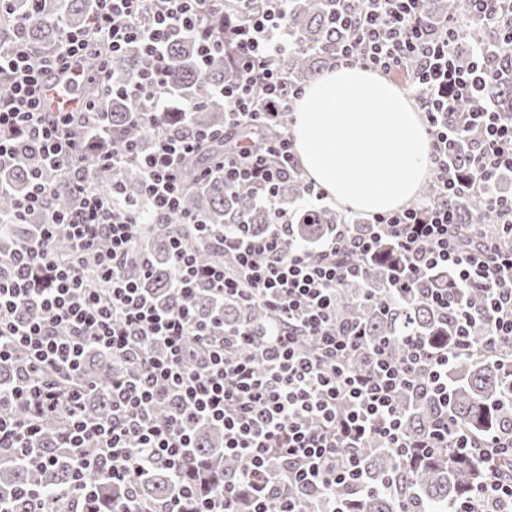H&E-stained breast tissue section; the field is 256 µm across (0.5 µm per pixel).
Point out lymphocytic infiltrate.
<instances>
[{
  "mask_svg": "<svg viewBox=\"0 0 512 512\" xmlns=\"http://www.w3.org/2000/svg\"><path fill=\"white\" fill-rule=\"evenodd\" d=\"M249 4L93 0L88 31L67 32L55 50L40 53L22 39L31 14L13 16L15 39L0 47V74L11 80L10 93L0 98V168L35 154L13 221L22 223L35 210L46 219L0 256V369L11 373L0 383V458L53 466L54 454L41 443V422L60 413V445L74 459L75 480L55 497L67 501L70 512L86 504V478L102 456L111 458L108 477L121 491L114 512H237L241 487L251 493L252 512H302L301 500L358 483L357 450L369 441L402 460L434 448L474 449L488 474L481 489L487 512H512V431L494 432L477 447L452 434L441 415L423 437L405 432L401 395H447L450 364L472 348V312L458 309L448 294L428 291V300L455 325L453 345L411 339L399 358L388 341L370 342L361 322L336 312L338 289L350 278L367 276L366 259L377 255L387 237L400 258L390 269L392 292L409 291L421 271L448 267L486 297L482 351L494 356L512 348V198L495 192L500 173L512 170V116L478 103L459 129L445 121L452 102L475 99L492 76L490 69L456 63L458 38L480 25L497 31L512 50V0H473L469 13L442 26L423 17L417 0H338L333 25L347 39L333 55L335 64L357 63L387 75L409 68L407 85L424 115L439 197L374 215L379 233L369 238L339 225L311 251L293 239L292 223L274 193L299 169L291 136L279 133L262 150L240 140L214 169L229 191L259 196L271 212L269 230L256 236L245 224L225 226L216 241L231 260L227 266L200 264L183 238H173L172 286L182 295L205 289L241 308L266 304L274 320L260 329L166 309L124 274L132 263L143 275L151 273L139 244L142 226L166 224L177 215L193 223V216L180 212L181 164L214 138L187 122L192 105L171 106L170 38L192 35L203 65L233 46L234 77L220 90L225 127L275 125L280 111L293 109L303 94L278 65L296 43L285 22L287 0H265L258 11ZM94 44L108 54L137 48V73L118 79L104 63L87 69L84 59ZM60 73L85 84L107 80L115 91L140 96L138 117L152 138L150 150L111 145L110 129L93 101L73 111H45L43 87ZM475 124L483 129L478 148L462 165L449 163L450 143ZM93 148L100 149L102 165L141 169L140 197H131L118 181L109 193L94 191L81 164ZM60 183L73 199L64 211L50 206ZM468 194L484 196L500 217L496 232L472 245L458 234L454 206ZM61 231L70 241L65 260L54 249ZM89 253L96 257L91 274L83 264ZM28 303L39 307L38 318L20 317ZM92 348L128 364L107 389L112 415L102 420L85 409L90 387L65 390L53 380L61 371L82 377ZM160 407L167 412L161 421L154 417ZM200 421L223 430L225 451L245 457L247 469L221 485L197 488L187 481L167 500L141 502L133 476L142 467L159 463L193 475L192 433Z\"/></svg>",
  "mask_w": 512,
  "mask_h": 512,
  "instance_id": "f902f5d3",
  "label": "lymphocytic infiltrate"
}]
</instances>
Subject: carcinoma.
<instances>
[{"mask_svg": "<svg viewBox=\"0 0 512 512\" xmlns=\"http://www.w3.org/2000/svg\"><path fill=\"white\" fill-rule=\"evenodd\" d=\"M422 12L431 22L439 25L445 18L471 10L469 0H421ZM92 0H39L38 12L24 32V40L35 51L55 46L65 32L83 28L89 21ZM336 0H288V27L298 37L296 48L280 59L288 79L300 85L318 78L323 67L330 62L336 44L343 34L333 32L330 19L336 14ZM482 42L486 56L495 58L503 53L500 41L487 28L476 26L458 41L455 57L462 63L473 60L470 46L474 40ZM168 57L174 75L173 94L185 102L197 104L190 115L196 127L220 129L224 127V98L218 90L232 78V70L223 56L211 59L205 73L198 72L195 41L189 34L172 39ZM112 73L128 75L140 67L138 52L131 48L110 61ZM85 94L105 111L108 125L121 140L149 150L152 140L149 133L135 120L141 101L120 97L112 92L110 84H89ZM480 98L494 111L512 115V65L501 69L494 79L480 92ZM31 161L24 160L5 172L16 192L26 189V170ZM84 164L91 169L93 188L108 192L112 182H121L127 192L136 196L141 188V174L133 165L114 170L100 164L96 151L86 153ZM201 169L199 157L188 160L183 169L186 194L184 209L204 224L213 225L214 235L204 237L186 224H150L142 232V241L154 255L152 276L143 277L139 266L128 267V275L141 284L148 293L168 307L188 308L199 316L224 317L227 323L248 321L262 325L269 321L270 313L262 304L246 310L233 305L221 306L205 293L183 297L170 288L174 276L171 261V238L180 235L193 247L202 264L223 260V253L215 244L214 236L226 224H248L255 234L268 230V210L254 195L232 193L224 186V176L213 174L208 180L197 177ZM301 200L299 182L289 179L279 185V207L288 211L294 224V237L315 249L334 234L338 224H348L350 219L332 209H299ZM460 224H496V213L485 207L480 196H467L457 202ZM37 213L27 218L25 224H13L9 234L0 238V253H8L16 243L28 236L33 225L40 223ZM396 260L389 245H384L377 261L368 263L369 276L365 280L347 283L336 295L337 312L350 320H360L367 335L390 339L393 356L403 354L404 339L418 337L439 341L450 335L453 327L445 325L439 311L421 296V292L439 288L451 294L463 307L477 308L482 295L461 282L453 271L436 268L421 273L413 289L402 296L390 297L384 290L385 272ZM370 291L380 292V297L365 299ZM455 370L448 374V400L439 405L415 396L403 402L406 411V429L410 436L419 437L430 430L435 413L448 414V423L468 438L481 442L488 434L512 426V411L500 407L499 401L508 393L500 366L496 359L477 350L455 360ZM127 363L103 353H90L85 361V379L97 383L99 390L89 395V413L97 418L112 415V402L106 385L112 377L123 373ZM60 420L48 418L41 423L44 447L53 451L56 464L38 469L24 462L5 459L0 462V490L8 491L20 486H38L46 495L68 484L72 476V457L68 450L59 447L57 434ZM197 462L210 463L222 454L224 436L207 426L193 431ZM363 458L364 490L357 491L349 484H338L328 493L303 505L304 512L327 509L331 501L348 512H448L462 503L476 499L478 487L487 475L478 458L462 455L453 448H436L429 457L419 458L413 464H401L393 451L372 443L360 449ZM248 460L244 457L224 458V470L215 473V479L224 481L245 470ZM401 471L399 488L387 485L388 477ZM138 494L145 500L157 501L175 493L179 478L169 469L154 465L141 472Z\"/></svg>", "mask_w": 512, "mask_h": 512, "instance_id": "cac0c4a2", "label": "carcinoma"}]
</instances>
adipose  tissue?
Here are the masks:
<instances>
[{
	"label": "adipose tissue",
	"instance_id": "adipose-tissue-1",
	"mask_svg": "<svg viewBox=\"0 0 512 512\" xmlns=\"http://www.w3.org/2000/svg\"><path fill=\"white\" fill-rule=\"evenodd\" d=\"M301 166L338 204L387 213L430 175L420 112L395 83L360 67L327 70L305 90L291 127Z\"/></svg>",
	"mask_w": 512,
	"mask_h": 512
}]
</instances>
